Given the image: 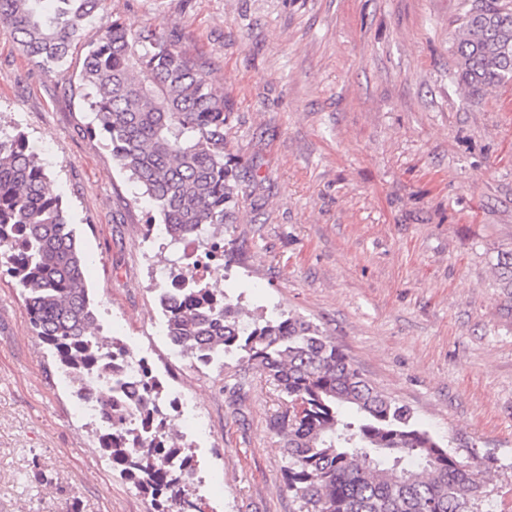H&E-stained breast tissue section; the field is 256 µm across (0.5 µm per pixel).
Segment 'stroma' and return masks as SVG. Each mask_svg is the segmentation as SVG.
<instances>
[{
	"instance_id": "1",
	"label": "stroma",
	"mask_w": 512,
	"mask_h": 512,
	"mask_svg": "<svg viewBox=\"0 0 512 512\" xmlns=\"http://www.w3.org/2000/svg\"><path fill=\"white\" fill-rule=\"evenodd\" d=\"M474 0H102L101 21L176 36L231 109L239 193L224 262L204 274L244 312L318 325L370 383L451 447L476 453L512 512V82L459 85V19ZM85 57L45 72L0 25V130L46 163L89 259L102 340L188 396L182 437L205 512H298L271 422L275 386L228 357L208 366L155 331L182 246L144 238L150 209L86 127ZM70 379L0 277V512H151L79 414ZM224 482L221 496L204 481Z\"/></svg>"
}]
</instances>
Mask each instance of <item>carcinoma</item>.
Masks as SVG:
<instances>
[{
  "label": "carcinoma",
  "instance_id": "1",
  "mask_svg": "<svg viewBox=\"0 0 512 512\" xmlns=\"http://www.w3.org/2000/svg\"><path fill=\"white\" fill-rule=\"evenodd\" d=\"M0 0L10 26L41 66L61 69L100 0ZM457 75L470 91L512 81V7L478 0L455 41ZM100 136L117 167L153 204L146 223L166 224L174 242L200 247L224 233L236 177L224 164L228 104L178 39L157 28L105 23L78 75ZM89 259L62 196L24 133L0 129V265L25 296L31 327L72 376L78 400L100 408L98 444L112 466L151 498L152 512H204L190 493V456L171 432L154 391L117 386L114 358L126 353L98 336ZM177 298L159 293L170 345L202 363L221 352L258 368L283 395L272 429L283 443L285 486L299 512H489L494 489L482 463L465 459L423 428L411 411L374 388L309 321L248 318L186 263L170 270ZM191 287L185 288L183 284Z\"/></svg>",
  "mask_w": 512,
  "mask_h": 512
}]
</instances>
